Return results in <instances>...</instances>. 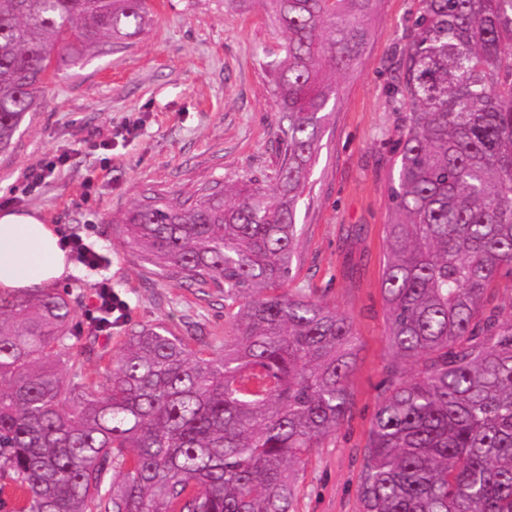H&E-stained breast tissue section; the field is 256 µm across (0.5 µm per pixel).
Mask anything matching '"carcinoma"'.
<instances>
[{"instance_id":"cac0c4a2","label":"carcinoma","mask_w":512,"mask_h":512,"mask_svg":"<svg viewBox=\"0 0 512 512\" xmlns=\"http://www.w3.org/2000/svg\"><path fill=\"white\" fill-rule=\"evenodd\" d=\"M275 177L200 198L151 193L127 244L237 308L212 351L159 321L108 359L67 293H0V504L12 512H297V472L352 417L359 336L286 285L298 204L374 0H260ZM146 0H0V152L47 81L140 35ZM394 88L406 111L385 225V339L358 512H512V0H420ZM413 366V372L405 370Z\"/></svg>"}]
</instances>
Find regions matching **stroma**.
<instances>
[{
    "mask_svg": "<svg viewBox=\"0 0 512 512\" xmlns=\"http://www.w3.org/2000/svg\"><path fill=\"white\" fill-rule=\"evenodd\" d=\"M418 0H377L357 64L336 79L318 160L298 207L302 228L289 290L313 288L358 330L354 416L314 449L299 472L298 512H356L363 447L390 360L380 290L384 226L391 218V152L405 116L392 88ZM145 33L104 43L82 67L50 80L38 112L0 153V208L40 211L60 234L106 257L75 265L64 285L84 341L119 353L132 330L164 320L201 342L223 344L233 310L221 295L150 272L118 224L147 189L187 196L221 183L274 177L278 100L267 68L282 40L260 0H160ZM58 159L33 192L27 172ZM127 304L111 337H93L94 285Z\"/></svg>",
    "mask_w": 512,
    "mask_h": 512,
    "instance_id": "35a3bbf8",
    "label": "stroma"
}]
</instances>
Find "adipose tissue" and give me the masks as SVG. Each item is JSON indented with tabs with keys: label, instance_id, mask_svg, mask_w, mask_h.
Masks as SVG:
<instances>
[{
	"label": "adipose tissue",
	"instance_id": "ef3b65f1",
	"mask_svg": "<svg viewBox=\"0 0 512 512\" xmlns=\"http://www.w3.org/2000/svg\"><path fill=\"white\" fill-rule=\"evenodd\" d=\"M73 271L54 225L34 212L0 210V291L64 281Z\"/></svg>",
	"mask_w": 512,
	"mask_h": 512
}]
</instances>
